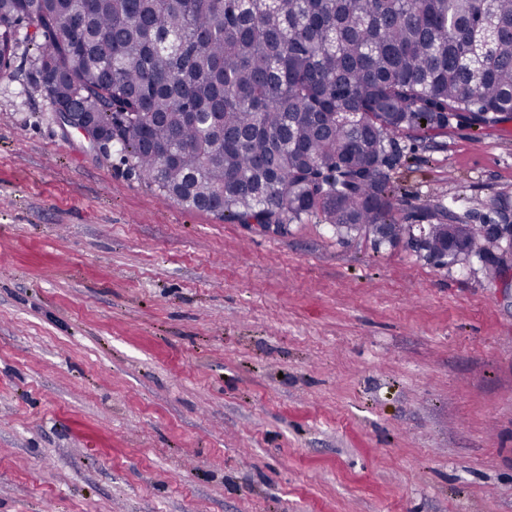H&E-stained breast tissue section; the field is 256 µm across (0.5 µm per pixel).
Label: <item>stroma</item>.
Returning <instances> with one entry per match:
<instances>
[{"label":"stroma","instance_id":"stroma-1","mask_svg":"<svg viewBox=\"0 0 512 512\" xmlns=\"http://www.w3.org/2000/svg\"><path fill=\"white\" fill-rule=\"evenodd\" d=\"M491 218L512 121L400 135ZM0 512H512V289L478 260L160 198L0 75Z\"/></svg>","mask_w":512,"mask_h":512}]
</instances>
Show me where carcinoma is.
Wrapping results in <instances>:
<instances>
[{"label": "carcinoma", "mask_w": 512, "mask_h": 512, "mask_svg": "<svg viewBox=\"0 0 512 512\" xmlns=\"http://www.w3.org/2000/svg\"><path fill=\"white\" fill-rule=\"evenodd\" d=\"M24 41L52 109L165 199L275 235L315 215L427 260L453 224L448 264L500 277L508 239L400 205L392 135L512 118V0H0V73Z\"/></svg>", "instance_id": "cac0c4a2"}]
</instances>
